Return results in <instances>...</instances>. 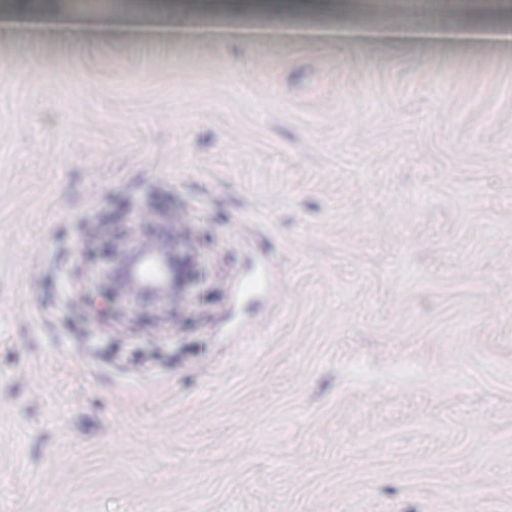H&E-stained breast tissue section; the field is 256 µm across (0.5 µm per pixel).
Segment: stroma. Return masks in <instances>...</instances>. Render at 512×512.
<instances>
[{
    "mask_svg": "<svg viewBox=\"0 0 512 512\" xmlns=\"http://www.w3.org/2000/svg\"><path fill=\"white\" fill-rule=\"evenodd\" d=\"M151 3L0 28V512H512V0ZM134 212L204 307L94 315Z\"/></svg>",
    "mask_w": 512,
    "mask_h": 512,
    "instance_id": "stroma-1",
    "label": "stroma"
}]
</instances>
